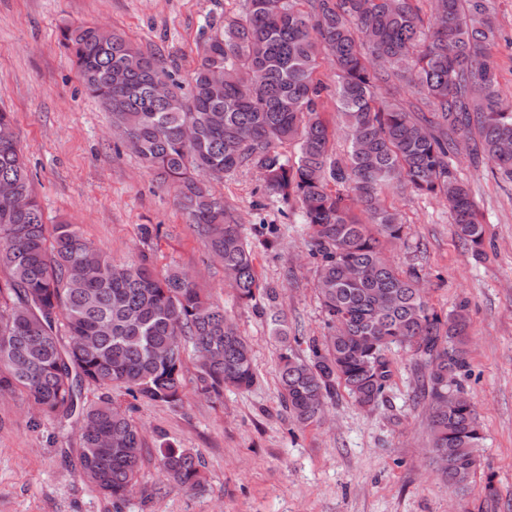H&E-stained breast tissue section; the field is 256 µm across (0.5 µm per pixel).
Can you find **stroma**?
I'll list each match as a JSON object with an SVG mask.
<instances>
[{
	"mask_svg": "<svg viewBox=\"0 0 512 512\" xmlns=\"http://www.w3.org/2000/svg\"><path fill=\"white\" fill-rule=\"evenodd\" d=\"M243 9L244 0H0V108L13 114L47 223L77 225L113 262L147 254L158 267L188 271L252 348L253 385L227 388L214 402L189 389L183 405L173 407L112 388L113 401L144 426L148 448L125 512H512V182L467 153L455 157L485 229L480 260L458 239L443 200L408 187L388 195L408 225L404 242L389 249L391 260L402 270L420 268L437 309L469 305L466 392L485 436L482 470L494 474L498 491L488 503L480 490L462 497L439 479L414 360L403 349L391 350L395 375L377 408L361 409L342 395L320 424L291 422L279 399L282 346L273 320H286L302 356L304 337L325 328L298 209L266 195L253 169L215 185L254 243L263 286L278 292L272 304L262 297L241 303L179 210L171 183L121 146L109 113L85 94L60 44L67 27L117 29L184 82L200 59L207 26ZM143 224L158 226L157 236L143 241ZM257 224L269 225L274 247L256 240ZM165 440L202 454L198 489L163 483L155 450ZM78 445L76 424L32 428L28 407L0 396V512H112L111 501L65 460L63 449Z\"/></svg>",
	"mask_w": 512,
	"mask_h": 512,
	"instance_id": "35a3bbf8",
	"label": "stroma"
}]
</instances>
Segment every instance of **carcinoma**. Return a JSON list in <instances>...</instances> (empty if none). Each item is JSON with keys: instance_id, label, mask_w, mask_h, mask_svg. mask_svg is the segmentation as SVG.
Wrapping results in <instances>:
<instances>
[{"instance_id": "cac0c4a2", "label": "carcinoma", "mask_w": 512, "mask_h": 512, "mask_svg": "<svg viewBox=\"0 0 512 512\" xmlns=\"http://www.w3.org/2000/svg\"><path fill=\"white\" fill-rule=\"evenodd\" d=\"M500 37L493 0H441L439 21L424 18L418 0H245L242 14L224 16L204 40L183 95L172 70L124 34L103 42L93 26L62 33L84 89L140 142L156 176L172 182L242 303L273 300L276 290L261 287L253 246L212 184L254 169L267 193L300 210L326 331L308 339V357L281 354L290 418L314 425L343 393L375 409L395 373L388 352L401 346L422 377L438 470L462 494L469 488L458 476L475 480L484 440L472 402L448 404L471 375L468 305L439 313L419 270L387 260L405 224L385 195L404 185L444 199L458 238L483 255L484 227L453 157L461 137L472 159L512 179V105L492 60ZM324 58L349 144L343 159L330 154L336 129L324 116ZM158 85L169 94L156 96ZM403 86L416 101L380 94ZM190 124L193 141L183 136ZM0 183L28 199L22 211L0 199V393L35 408L36 426L79 424V447L66 457L118 512L138 484L143 431L111 397L87 403L82 390L120 386L135 400L178 406L191 383L218 399L226 387L252 386L250 345L182 270H159L146 255L114 264L76 225L46 223L13 117L1 108ZM157 461L169 486H201L194 449L167 444Z\"/></svg>"}]
</instances>
